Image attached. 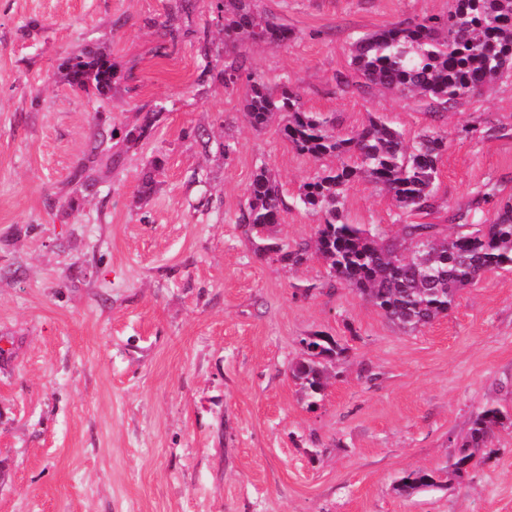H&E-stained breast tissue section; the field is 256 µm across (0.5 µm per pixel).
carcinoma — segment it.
Listing matches in <instances>:
<instances>
[{"mask_svg":"<svg viewBox=\"0 0 512 512\" xmlns=\"http://www.w3.org/2000/svg\"><path fill=\"white\" fill-rule=\"evenodd\" d=\"M209 2L217 17L224 18L226 40L280 47L293 38L287 25L256 13L253 0ZM351 65L368 86L419 95L432 109H445L512 74V0H454L446 15L366 34L352 45ZM59 69L75 89L101 98L112 90L115 72L106 55L73 53ZM223 74L227 86L246 80L253 127L262 129L276 115H285L282 137L298 153L320 163L290 203L317 216L315 246L274 241L258 246V255L286 266L318 257L331 278L357 291L405 332L446 314L456 292L475 284L485 272L512 266V204L499 208L487 224L459 225L452 236L443 224L403 223L405 215L436 208L438 164L448 150L447 134L426 129L409 145L400 132L371 118L357 134L346 136L336 128V115L303 109L288 82L273 92L261 77L244 73L241 62L231 63ZM161 114L160 108L144 113L123 141L134 144L146 138ZM112 137L97 131L95 145L71 172L69 183L75 189L93 185L102 169L112 168ZM360 177L380 186L396 202L397 237L389 238L379 226L348 222L342 198L347 186ZM290 204L275 177L261 168L251 181L242 222L260 234L279 223ZM316 337L290 368L309 406L323 396L327 365L339 349L333 338L320 333ZM507 420L508 414L492 406L475 414L451 463L456 476L490 458L495 429ZM437 486L433 472L412 470L400 478L398 491L411 496Z\"/></svg>","mask_w":512,"mask_h":512,"instance_id":"obj_1","label":"carcinoma"}]
</instances>
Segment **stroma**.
<instances>
[{"label": "stroma", "instance_id": "obj_1", "mask_svg": "<svg viewBox=\"0 0 512 512\" xmlns=\"http://www.w3.org/2000/svg\"><path fill=\"white\" fill-rule=\"evenodd\" d=\"M452 4L255 0L294 32L276 48L225 42L203 0L187 14L177 0H0V512H512V426L470 474L449 468L480 409L512 413V268L406 333L328 287L321 260L258 256L240 220L254 173L268 168L291 197L318 164L278 122L254 129L243 86L222 76L244 57L344 134L371 114L409 141L444 131L439 206L416 220L480 223L512 202V77L436 113L355 87L350 66L358 36ZM83 50L112 59L107 99L61 78V59ZM157 104L148 138L77 210L48 208L71 192L96 120L122 134ZM480 192L490 201L471 213ZM344 207L350 223L398 231L368 181L348 186ZM317 332L343 352L311 407L290 367ZM416 469L440 487L400 495Z\"/></svg>", "mask_w": 512, "mask_h": 512}]
</instances>
